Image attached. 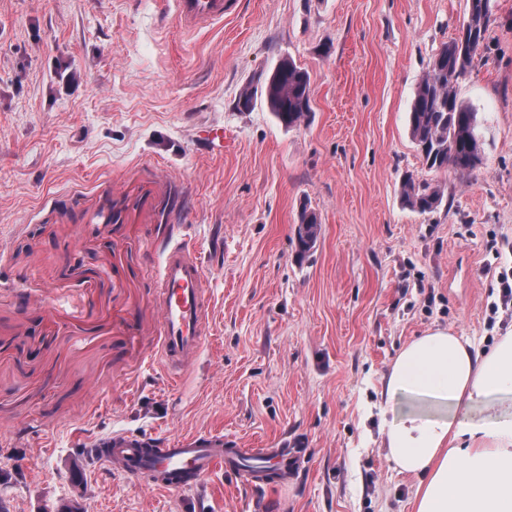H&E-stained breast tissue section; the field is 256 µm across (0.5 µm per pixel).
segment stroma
Masks as SVG:
<instances>
[{
	"mask_svg": "<svg viewBox=\"0 0 512 512\" xmlns=\"http://www.w3.org/2000/svg\"><path fill=\"white\" fill-rule=\"evenodd\" d=\"M460 80L482 164L430 171L408 130L419 80L466 0H232L193 34L174 0H0V505L7 512H414L380 446L398 349L441 328L512 330V0ZM312 114L257 98L281 58ZM235 139L217 153L204 137ZM441 181L432 213L405 175ZM320 216L298 258L301 203ZM201 259L212 309L182 378L160 358L166 246ZM220 430L290 453L257 487L216 467L171 492L100 461L102 436ZM445 189L439 182L419 180L413 175L406 176L401 182L400 196L403 205L418 213H432L447 201Z\"/></svg>",
	"mask_w": 512,
	"mask_h": 512,
	"instance_id": "stroma-1",
	"label": "stroma"
}]
</instances>
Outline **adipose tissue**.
Segmentation results:
<instances>
[{
    "label": "adipose tissue",
    "instance_id": "1",
    "mask_svg": "<svg viewBox=\"0 0 512 512\" xmlns=\"http://www.w3.org/2000/svg\"><path fill=\"white\" fill-rule=\"evenodd\" d=\"M380 395L392 415L381 446L418 478L415 512H512V332L487 349L443 329L416 337Z\"/></svg>",
    "mask_w": 512,
    "mask_h": 512
}]
</instances>
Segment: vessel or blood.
Segmentation results:
<instances>
[{
    "instance_id": "vessel-or-blood-1",
    "label": "vessel or blood",
    "mask_w": 512,
    "mask_h": 512,
    "mask_svg": "<svg viewBox=\"0 0 512 512\" xmlns=\"http://www.w3.org/2000/svg\"><path fill=\"white\" fill-rule=\"evenodd\" d=\"M226 5L227 0H175V16L182 29L195 32L223 21ZM156 286L162 308L161 360L179 376L199 356L209 322L210 298L200 258L184 242H174L166 250ZM98 445L106 464L120 466L132 479L143 478L149 486L170 491L181 490L188 479H200L215 467L235 470L241 464L239 451L225 448L220 432L190 435L160 446L115 431ZM275 454L272 448L257 449L263 465L243 470L246 479L256 486L267 484V467Z\"/></svg>"
}]
</instances>
